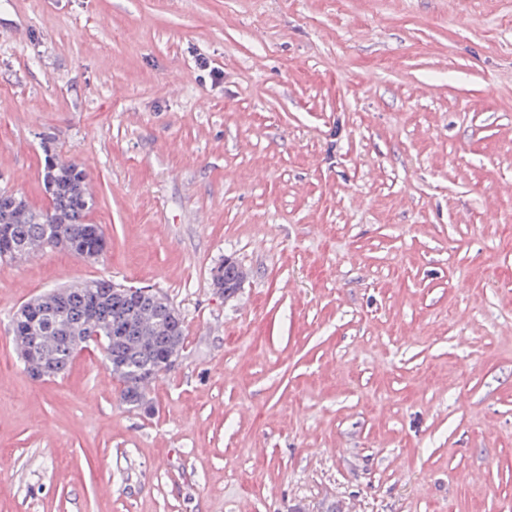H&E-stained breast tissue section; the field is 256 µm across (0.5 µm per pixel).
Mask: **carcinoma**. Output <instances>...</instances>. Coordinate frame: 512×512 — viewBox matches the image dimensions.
<instances>
[{"label":"carcinoma","mask_w":512,"mask_h":512,"mask_svg":"<svg viewBox=\"0 0 512 512\" xmlns=\"http://www.w3.org/2000/svg\"><path fill=\"white\" fill-rule=\"evenodd\" d=\"M43 184L48 193V205L36 209L25 199L6 189H0V243L12 245L23 255L31 247L60 248L77 256L81 249L104 252L107 241L100 225L89 222L93 205L86 173L74 163L54 162L46 156ZM247 270L235 260L220 264L219 292L229 298L241 285ZM112 312L110 323L87 332L83 316L87 309ZM153 310L159 323L148 341L135 320L141 310ZM174 309L170 301L159 303L154 294L144 292L127 295L112 290V280L94 278L75 284L66 297L56 296L45 303L47 320L52 323L54 340L46 347L45 356L55 374L65 371L75 353L84 344L101 337L100 346L112 375L120 383V399L136 408L146 401V390L163 373L170 371L160 356L171 348H183L186 327L182 318L169 319Z\"/></svg>","instance_id":"1"}]
</instances>
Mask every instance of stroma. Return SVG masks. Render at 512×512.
<instances>
[{
    "mask_svg": "<svg viewBox=\"0 0 512 512\" xmlns=\"http://www.w3.org/2000/svg\"><path fill=\"white\" fill-rule=\"evenodd\" d=\"M49 149L109 247L0 265V512H512V0H0V189ZM100 277L185 321L150 414L17 356ZM220 265V284L216 285L211 275V284L217 291L224 293L225 298H229L235 294L237 286L241 285L245 275L248 276L247 270L237 261L230 258V261H224ZM221 288V289H218Z\"/></svg>",
    "mask_w": 512,
    "mask_h": 512,
    "instance_id": "obj_1",
    "label": "stroma"
}]
</instances>
